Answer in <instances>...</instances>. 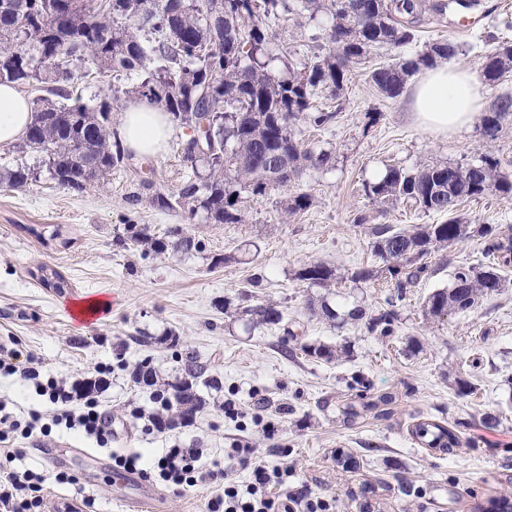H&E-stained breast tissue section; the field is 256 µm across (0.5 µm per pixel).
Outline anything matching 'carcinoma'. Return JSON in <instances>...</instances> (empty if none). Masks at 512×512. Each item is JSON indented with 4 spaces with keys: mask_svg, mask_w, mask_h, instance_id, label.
Returning <instances> with one entry per match:
<instances>
[{
    "mask_svg": "<svg viewBox=\"0 0 512 512\" xmlns=\"http://www.w3.org/2000/svg\"><path fill=\"white\" fill-rule=\"evenodd\" d=\"M0 0V84L15 83L41 92L33 100L30 126L21 149L41 159L54 182L83 192L103 172L120 166L125 149L112 127L114 103L125 95L146 101L168 113L189 131L181 143L202 139L211 152L183 163L191 172L174 192H155L151 203L160 209L182 210L193 221L198 214L208 224H240L244 192L264 196L288 186L305 166H333L329 150L303 148L296 126L306 123L326 129L337 111L318 107L319 93L339 97L348 74L380 48L399 50L412 44L429 20L447 15L449 0ZM325 20V35H314V51L296 59L297 49L280 33V23ZM459 54L450 40L436 41L414 56L395 55L369 72L370 81L388 98L404 91L411 76ZM512 71V44L503 42L484 57L481 75L494 84ZM96 81L110 75L116 84L112 100L95 106L72 101L75 73ZM134 73L137 84L121 90L117 82ZM512 117V96L498 98L482 117L483 131L498 138ZM31 168L16 163L0 183L18 188L31 177ZM380 204L411 202L428 213L443 214L441 224H421L409 230L388 225L372 228L374 251L384 266L354 270L349 281L358 286L385 276L396 288L388 308L370 314L354 306L341 314L327 304L321 312L330 321L367 319L369 332L391 337L398 327L396 303L407 290L434 273L423 262L427 255L479 236L485 239L484 262L459 266L450 286L438 288L423 302L427 318L465 313L486 297L512 283V237L490 225L471 227L458 216L469 199L493 196L512 200V177L489 153L467 166L432 164L416 170L392 166L383 177L365 186ZM311 196L300 192L288 200L289 215L305 211ZM129 241L157 255L175 256L172 244L187 234L176 225L156 238L136 224L127 227ZM309 288L328 290L336 272L312 262L296 273ZM256 322L278 324L282 313L273 305L249 309ZM307 356L330 361L325 345L300 344ZM185 375L168 394V411L179 419L193 417L201 406L200 385L220 388L221 380L190 357ZM426 448L448 452L461 445L458 432L442 421L424 418L411 428Z\"/></svg>",
    "mask_w": 512,
    "mask_h": 512,
    "instance_id": "cac0c4a2",
    "label": "carcinoma"
}]
</instances>
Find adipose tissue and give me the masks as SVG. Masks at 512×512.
I'll return each mask as SVG.
<instances>
[{
    "label": "adipose tissue",
    "instance_id": "ef3b65f1",
    "mask_svg": "<svg viewBox=\"0 0 512 512\" xmlns=\"http://www.w3.org/2000/svg\"><path fill=\"white\" fill-rule=\"evenodd\" d=\"M480 85L473 71L441 65L421 73L411 101L414 120L439 134H452L470 125L479 115ZM30 99L11 83L0 84V144L17 141L32 119ZM173 131L168 114L144 104H130L120 117L118 134L131 151H157Z\"/></svg>",
    "mask_w": 512,
    "mask_h": 512
}]
</instances>
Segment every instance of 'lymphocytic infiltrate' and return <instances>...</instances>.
<instances>
[{
	"label": "lymphocytic infiltrate",
	"mask_w": 512,
	"mask_h": 512,
	"mask_svg": "<svg viewBox=\"0 0 512 512\" xmlns=\"http://www.w3.org/2000/svg\"><path fill=\"white\" fill-rule=\"evenodd\" d=\"M2 374L17 375L29 382L50 410L18 414L0 401V512H46L50 486L72 485L76 479L61 469L15 465L14 442L36 433L50 436L53 428L61 426L107 448L112 444V420L101 409L93 384H69L44 375L34 358L23 355L15 346L0 344ZM203 456L200 448H168L145 465L139 455L116 453L112 467L166 487L220 483L222 491L209 499L208 512H331L327 500L303 497L289 489L292 470L266 465L247 439L233 440L223 458L211 463H204ZM235 464L249 469L247 484H239L231 476L230 468Z\"/></svg>",
	"instance_id": "1"
}]
</instances>
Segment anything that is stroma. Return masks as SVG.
<instances>
[{"label":"stroma","mask_w":512,"mask_h":512,"mask_svg":"<svg viewBox=\"0 0 512 512\" xmlns=\"http://www.w3.org/2000/svg\"><path fill=\"white\" fill-rule=\"evenodd\" d=\"M483 2L489 10L482 28L462 34L444 23L426 25L407 54L447 38L460 47L457 63L479 71L496 42H512V0ZM392 56L384 49L353 69L332 125L302 127L305 148L335 151V168L309 167L288 187L244 194L241 224L190 222L183 212L146 199L131 204L142 179L165 192L186 177L179 127L159 153L134 156L81 193L58 187L18 144H0V169L22 157L37 171L23 187L0 184V340L17 338L47 373L70 382L94 376L103 363L113 368L110 387L98 396L112 419V446L53 430L43 444L69 455L66 470L78 484L51 487L48 502L80 492L92 501L86 512H206L214 485L190 493L158 485L146 505L138 490L115 485L111 455L137 453L147 460L179 445L217 456L240 436L269 466L291 467L293 488L331 500L333 512H482L490 497L512 495V287L463 314L429 319L421 311L427 295L449 286L457 266L481 261L479 238L450 248L448 264L440 254L428 257L434 272L408 292L392 337L371 334L361 321L334 323L317 310L343 296L369 312L384 308L392 292L386 281L358 288L346 278L356 268L378 265L372 227L409 229L443 220L405 203L370 200L365 186L386 168L464 165L491 153L512 174L511 120L492 142L478 122L451 138L425 130L412 118L411 90L389 98L368 80L370 69ZM298 192L310 194V207L285 214ZM459 213L473 225L512 230V201L472 199ZM130 224L156 235L182 224L203 248L146 256L127 242ZM309 262L334 268L336 287L325 291L299 281L297 271ZM43 267L58 271L65 288L44 286ZM94 298L105 302L100 315L70 318L75 303ZM260 304L276 306L282 323H253L248 310ZM293 331L304 342L329 346L337 358L291 352ZM187 354L220 378V390L199 388L202 404L193 418L145 432L130 411L149 404L153 386L133 381L134 370L148 362L158 382L171 385L181 379ZM355 375L370 395H392L388 413L344 414L355 399L347 387ZM460 379L474 382L475 391L459 394ZM227 399L241 418L225 417ZM488 413L498 418L491 428L484 424ZM258 416L275 422L274 436L255 424ZM420 416L454 426L461 446L450 453L422 447L410 434Z\"/></svg>","instance_id":"1"}]
</instances>
